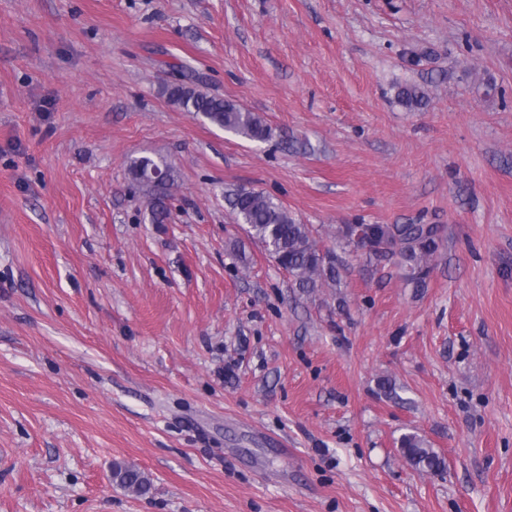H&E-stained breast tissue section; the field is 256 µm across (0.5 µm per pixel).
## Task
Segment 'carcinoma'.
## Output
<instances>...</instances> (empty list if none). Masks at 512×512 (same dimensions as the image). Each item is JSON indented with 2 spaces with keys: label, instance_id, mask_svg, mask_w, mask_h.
I'll use <instances>...</instances> for the list:
<instances>
[{
  "label": "carcinoma",
  "instance_id": "carcinoma-1",
  "mask_svg": "<svg viewBox=\"0 0 512 512\" xmlns=\"http://www.w3.org/2000/svg\"><path fill=\"white\" fill-rule=\"evenodd\" d=\"M202 80L194 71L180 66L175 81L166 87L170 100L186 112H192L210 124L254 142L273 139L274 130L255 112L231 100L213 96L200 89ZM397 102L410 111L426 106L428 94L420 84L396 86ZM132 179L153 189L149 203L154 221L168 218L163 197L174 184L171 169L163 161L148 156L129 164ZM228 201L237 223L246 226L247 233L256 239L276 264L293 277L295 287L304 292L336 284V261L327 259L331 250H322L311 225L302 224L274 197L254 188L241 186L228 194ZM336 244L346 248L363 246L365 240L385 243L386 250H367L376 258L396 259L402 269L404 282L419 290L427 285L432 262L442 240L439 224H345L336 229ZM399 449L407 463L417 470L438 471L445 461L415 432L400 436ZM112 477L127 491L146 494L150 479L138 468L114 463Z\"/></svg>",
  "mask_w": 512,
  "mask_h": 512
}]
</instances>
